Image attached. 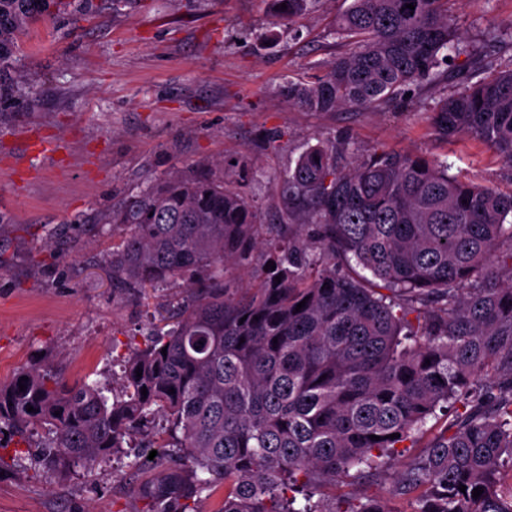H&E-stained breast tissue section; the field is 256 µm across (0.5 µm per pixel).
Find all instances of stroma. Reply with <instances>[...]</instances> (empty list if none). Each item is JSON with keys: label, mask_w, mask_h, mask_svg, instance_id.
Here are the masks:
<instances>
[{"label": "stroma", "mask_w": 512, "mask_h": 512, "mask_svg": "<svg viewBox=\"0 0 512 512\" xmlns=\"http://www.w3.org/2000/svg\"><path fill=\"white\" fill-rule=\"evenodd\" d=\"M29 26L16 66L24 83L0 106V382L41 362L73 387L118 379L130 343H143L147 307L121 298L99 262L112 238L101 213L172 167L223 160L260 220L276 223L277 177L308 146L347 140L351 165L374 149L448 159L453 173L512 189V166L471 141L435 135L429 112L445 94L482 78L480 57L512 67V0H448L475 58L451 62L445 83L413 88L379 112H307L288 103L283 79L309 83L345 50L333 34L347 0H318L268 40L265 0H66ZM68 226L59 258L41 249ZM417 444L375 475L337 480L335 493L386 497L395 475L423 454ZM115 457L57 482L33 470L0 475V512H142Z\"/></svg>", "instance_id": "obj_1"}]
</instances>
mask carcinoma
<instances>
[{
    "instance_id": "carcinoma-1",
    "label": "carcinoma",
    "mask_w": 512,
    "mask_h": 512,
    "mask_svg": "<svg viewBox=\"0 0 512 512\" xmlns=\"http://www.w3.org/2000/svg\"><path fill=\"white\" fill-rule=\"evenodd\" d=\"M268 2L273 24L291 26L316 0ZM445 3L351 0L335 27L350 51L315 82H284L288 102L378 110L447 79L446 58L467 49ZM64 5L0 0V101L22 28ZM431 124L511 166L512 68L439 100ZM347 150L310 146L279 176L277 224L213 162L176 167L104 213L112 287L147 301L179 283L185 296L128 347L117 388H64L37 365L0 383V449L14 444L0 470L64 479L121 453L137 476L138 449L157 448V476L135 487L144 512H204L217 495L214 512H394L317 493L379 470L445 408L390 494L411 512H512V191L423 154L373 150L343 168ZM38 427L52 437L34 445Z\"/></svg>"
}]
</instances>
